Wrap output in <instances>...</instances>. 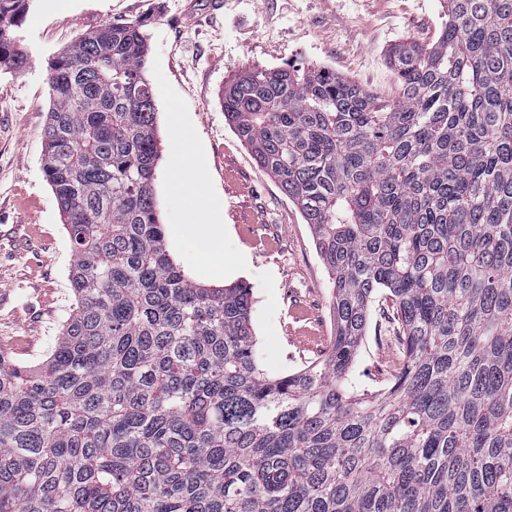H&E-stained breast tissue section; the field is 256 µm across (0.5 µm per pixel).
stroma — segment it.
Instances as JSON below:
<instances>
[{"label":"stroma","mask_w":512,"mask_h":512,"mask_svg":"<svg viewBox=\"0 0 512 512\" xmlns=\"http://www.w3.org/2000/svg\"><path fill=\"white\" fill-rule=\"evenodd\" d=\"M30 0L28 64L0 73V351L32 364L73 306L72 254L43 171L48 59L108 23H144L156 104L154 199L170 255L195 280L246 283L257 365L295 372L330 346V276L312 232L224 116L222 91L251 67H326L394 96L389 53L434 43L444 0ZM224 242V271L187 249L199 228ZM392 321L373 308L353 366L356 391L382 393L398 364Z\"/></svg>","instance_id":"stroma-1"}]
</instances>
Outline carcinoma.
Listing matches in <instances>:
<instances>
[{"instance_id":"carcinoma-1","label":"carcinoma","mask_w":512,"mask_h":512,"mask_svg":"<svg viewBox=\"0 0 512 512\" xmlns=\"http://www.w3.org/2000/svg\"><path fill=\"white\" fill-rule=\"evenodd\" d=\"M0 0V71L20 72ZM386 100L326 68H254L224 117L309 224L334 336L279 378L244 283L171 258L154 202L142 23L47 62L43 169L76 307L34 365L0 352V512H512V0H446ZM402 362L354 395L371 304Z\"/></svg>"}]
</instances>
